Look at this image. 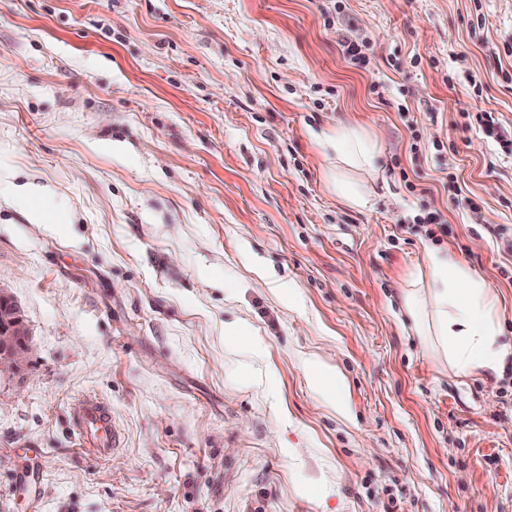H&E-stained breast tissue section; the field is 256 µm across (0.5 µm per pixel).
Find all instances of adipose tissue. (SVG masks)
<instances>
[{"mask_svg": "<svg viewBox=\"0 0 512 512\" xmlns=\"http://www.w3.org/2000/svg\"><path fill=\"white\" fill-rule=\"evenodd\" d=\"M324 146L336 161L332 191L347 206L366 207L363 180L379 173L377 139L349 123L326 134ZM400 300L415 335L455 376H496L512 361V340L501 339L494 294L452 251L426 249L423 267L411 274Z\"/></svg>", "mask_w": 512, "mask_h": 512, "instance_id": "ef3b65f1", "label": "adipose tissue"}]
</instances>
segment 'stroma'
I'll return each mask as SVG.
<instances>
[{
  "label": "stroma",
  "instance_id": "obj_1",
  "mask_svg": "<svg viewBox=\"0 0 512 512\" xmlns=\"http://www.w3.org/2000/svg\"><path fill=\"white\" fill-rule=\"evenodd\" d=\"M480 112L512 135V0H0V290L30 344L0 369V512H512V365L454 376L399 302L432 214L512 336V156ZM340 122L382 150L362 209L316 139ZM489 114V112L477 114L475 116L477 124L481 127L482 131L488 138L493 139L499 145L502 153L512 155V140L505 139V136H503L502 133L494 127V119ZM307 374L313 388L326 396L340 414L346 415L347 407L342 396L344 385L338 372L313 359L308 364ZM75 433L80 446L95 457H105L116 444L112 411L93 396L83 397L75 410Z\"/></svg>",
  "mask_w": 512,
  "mask_h": 512
}]
</instances>
